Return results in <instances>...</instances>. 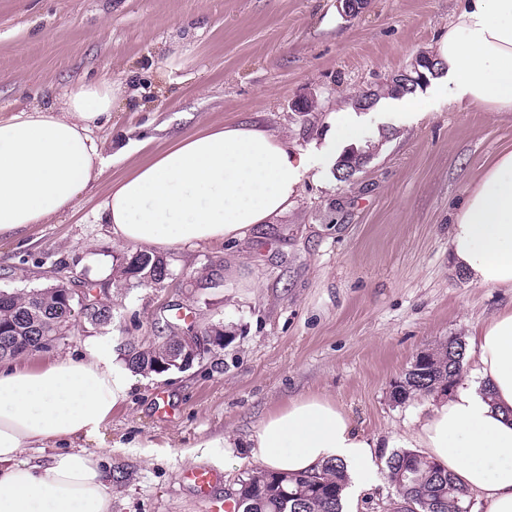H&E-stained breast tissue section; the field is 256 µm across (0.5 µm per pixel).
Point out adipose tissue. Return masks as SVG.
<instances>
[{
	"label": "adipose tissue",
	"mask_w": 512,
	"mask_h": 512,
	"mask_svg": "<svg viewBox=\"0 0 512 512\" xmlns=\"http://www.w3.org/2000/svg\"><path fill=\"white\" fill-rule=\"evenodd\" d=\"M434 57L436 95L512 112V0H462ZM123 93L107 77L71 83L49 105L0 117V238L74 207L105 164L93 132ZM318 162L260 126H210L134 165L111 185L100 217L117 238L145 245L241 239L285 213ZM448 242L471 283L512 289V151L468 191ZM471 354L474 378L430 394L427 415L399 445L423 449L488 512H512V306L483 325ZM133 384L124 356L102 340L39 369L0 363V512H111L112 474L78 443L100 436ZM248 446L256 463L282 475L343 463L348 502L372 478L379 441L313 395L265 416Z\"/></svg>",
	"instance_id": "ef3b65f1"
}]
</instances>
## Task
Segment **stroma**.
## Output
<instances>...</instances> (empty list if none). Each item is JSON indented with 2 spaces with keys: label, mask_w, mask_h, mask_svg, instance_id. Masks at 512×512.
I'll return each instance as SVG.
<instances>
[{
  "label": "stroma",
  "mask_w": 512,
  "mask_h": 512,
  "mask_svg": "<svg viewBox=\"0 0 512 512\" xmlns=\"http://www.w3.org/2000/svg\"><path fill=\"white\" fill-rule=\"evenodd\" d=\"M459 0H370L355 17L337 0H0V113L50 101L60 87L108 75L131 88L95 136L111 164L76 206L16 238L0 239V289L48 285L55 274L108 277L135 243L113 238L95 212L112 183L176 138L256 121L290 148L321 147L335 111L385 90L431 53ZM402 123L372 108L370 159L349 179L335 168L308 179L287 212L241 240L162 249L160 286H112V321L77 319L41 366L105 338L148 346L169 305L193 308L197 329L224 328V345L187 370L145 374L88 452L124 477L112 512H206L185 470L222 472L234 491L255 467L242 443L288 400L325 396L381 443L371 483L351 512H387L392 434L428 412L393 391L416 355L512 304V290L470 283L450 262L449 221L496 154L512 150V112L430 101ZM314 99L311 112L295 111ZM218 288H189L211 266ZM231 434L220 450L210 439Z\"/></svg>",
  "instance_id": "35a3bbf8"
}]
</instances>
